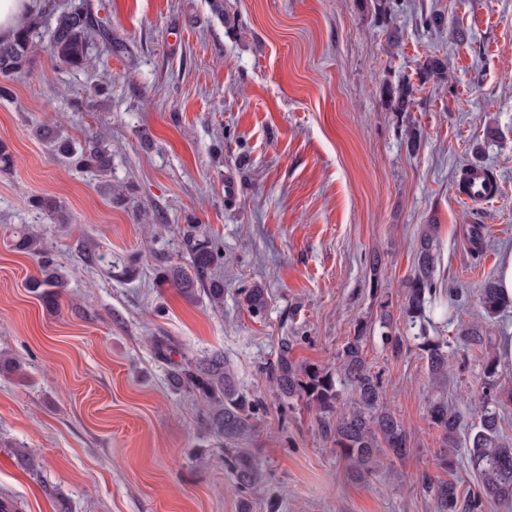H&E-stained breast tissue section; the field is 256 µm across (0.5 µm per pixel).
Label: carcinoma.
Returning <instances> with one entry per match:
<instances>
[{
  "label": "carcinoma",
  "instance_id": "1",
  "mask_svg": "<svg viewBox=\"0 0 512 512\" xmlns=\"http://www.w3.org/2000/svg\"><path fill=\"white\" fill-rule=\"evenodd\" d=\"M101 36L94 17L85 0L74 2L60 12L56 24L48 34L47 49L57 63L67 69L85 70L93 66L89 53L90 41ZM38 25L32 21L18 26L11 39L0 41V76L10 78L28 68L39 47ZM446 59L431 57L417 72L419 83L445 77ZM414 88L410 83L388 88L389 102L397 112H407L414 103ZM37 137L48 144L58 156L74 163L79 169L90 171L98 177V188L112 196V150L99 135H89L82 142L72 138L59 122H46L37 126ZM33 207L54 221L60 209L59 202L51 196H37ZM184 247L189 266L179 264L163 269L161 279L188 301L203 291L211 304L224 303V281L208 277L211 266L220 263L223 253L212 240L200 239L187 230ZM13 248L36 259L41 276L29 280L28 288L49 304L68 287V276L54 267L50 250L43 240L22 230L13 238ZM435 226L426 225L416 253L414 272L406 283L402 309L406 318L405 328L417 330L420 349L429 375L435 380L448 378V345L438 336L431 337L430 306L435 299L438 281L435 279L436 254ZM248 309L261 314L267 307L265 289L254 286L244 292ZM479 304L488 317L500 310L501 298L493 281L486 282L479 291ZM385 329L382 338L398 355L403 351L406 337L392 331L389 315L381 317ZM302 336L282 335L278 339L276 360L267 367L270 382L279 399L294 407L301 400L319 412V421L326 435L333 439L336 449L347 463L352 478L369 477L380 465L381 455L401 459L409 454V437L404 423L388 405L386 392L379 374L372 371L364 357L366 336L363 332L349 338L338 354L334 368L316 364H302L293 358ZM461 340L468 347L481 348L487 344L484 330L477 325L461 330ZM497 364L487 359L485 386L479 395V422L469 437V458L479 473L478 489L468 495L461 494L458 485L449 481H427L426 488L435 500L437 512H484L489 500L512 499V445L501 436L499 415L496 411L493 384ZM170 383L176 389L190 393L202 405L201 421L211 435L226 442H239L253 431V418L263 406L262 400L242 389L236 381L230 363L221 352L202 357H191L177 365L170 373ZM351 394V406L337 413L343 392ZM429 417L453 446L461 429L459 411L440 398L429 408ZM12 449L19 465L29 472L37 471V457L25 445L4 442ZM232 474L237 484L255 488L262 478L247 449L239 448L231 462Z\"/></svg>",
  "mask_w": 512,
  "mask_h": 512
}]
</instances>
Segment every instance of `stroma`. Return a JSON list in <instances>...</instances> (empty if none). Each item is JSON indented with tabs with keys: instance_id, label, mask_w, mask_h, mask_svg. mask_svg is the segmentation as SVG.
Returning <instances> with one entry per match:
<instances>
[{
	"instance_id": "stroma-1",
	"label": "stroma",
	"mask_w": 512,
	"mask_h": 512,
	"mask_svg": "<svg viewBox=\"0 0 512 512\" xmlns=\"http://www.w3.org/2000/svg\"><path fill=\"white\" fill-rule=\"evenodd\" d=\"M87 4L106 32L90 47L93 68L62 69L42 47L0 83V140L14 159L0 173V351L25 365L24 376L0 374V440L41 462L25 471L0 447V498L19 512H436L422 476L473 487L470 397L512 320L507 307L485 319L478 304L512 250V0H387L382 16L376 0H223L220 16L211 0ZM431 56L447 58V80L391 110L387 87L415 81ZM51 119L76 139L105 137L122 198L35 136ZM475 164L493 172L495 204L462 200L460 177ZM37 195L60 201L56 221L33 210ZM23 224L70 276L55 305L27 287L40 269L11 245ZM189 224L224 253L223 306L186 301L159 278L186 263ZM427 224L439 301L462 291L451 317L435 318L448 342L444 384L417 340L397 355L379 329L384 311L405 326L404 285ZM255 285L268 294L260 317L243 302ZM475 324L487 352L459 341ZM363 326L412 451L356 481L315 409L282 410L265 368L285 330L305 337L296 360L330 367ZM212 351L264 401L244 442L263 472L251 492L238 490L198 403L167 381L182 354ZM440 397L463 419L454 470L428 413Z\"/></svg>"
}]
</instances>
